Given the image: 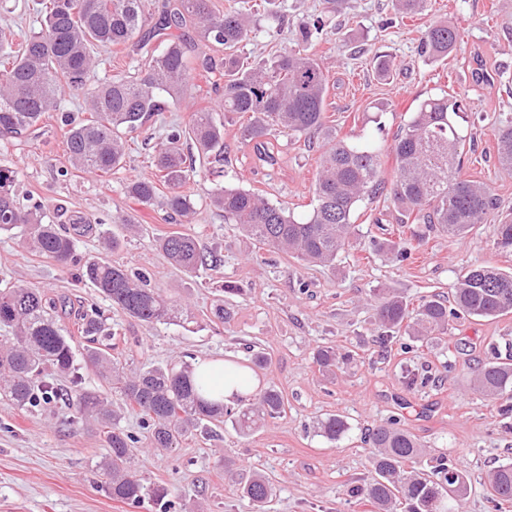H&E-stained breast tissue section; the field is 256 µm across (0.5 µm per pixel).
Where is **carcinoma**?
<instances>
[{
    "label": "carcinoma",
    "mask_w": 512,
    "mask_h": 512,
    "mask_svg": "<svg viewBox=\"0 0 512 512\" xmlns=\"http://www.w3.org/2000/svg\"><path fill=\"white\" fill-rule=\"evenodd\" d=\"M164 20L150 27L142 0H41L42 24L13 49V34L0 28V57L7 67L0 71V134L20 135L36 127L46 113L59 110L65 91L85 96L90 117L69 123L66 154L70 166L85 174H109L123 166L125 134L137 131L154 112H163L170 101L193 98L195 74L202 69L212 77L211 87L222 92L218 110L191 113L187 127H173L155 156L160 181L169 189L166 205L183 222L196 214L191 195L184 186L196 172L199 158L224 155V122L221 112L249 115L240 129L241 138L253 144L258 161L278 164L272 139L275 131L299 137L326 129L327 70L321 59L303 48L253 64L241 62L238 46L247 40L254 25L245 10L219 13L212 0H175ZM426 0H393L402 17L424 8ZM191 23L206 44L224 47L220 67L207 55L193 66L188 47L175 30ZM155 36L164 38V49L149 54ZM458 30L438 22L423 33L422 53L443 58L458 41ZM134 42L137 51L150 55L135 77L114 76L104 82L93 80L97 49ZM466 109L465 98L442 92L420 102L400 128L389 152L395 173L387 181L381 171V151L373 146L351 144L331 131L326 135L319 169L313 184L310 214L297 218L286 207L269 202L257 192L217 183L208 194L209 206L224 212V220L237 224L256 242L305 263L330 266L338 254L352 245L358 229L353 215L360 202L386 195L403 215L404 223L423 222L438 226L448 235L462 239L488 218L495 219L498 250L512 253V209L506 210L499 197L485 185L460 175L462 136L458 118ZM497 156L500 165L512 171V113L500 112L495 119ZM198 154L187 155L188 142ZM14 171L0 165V232L19 231L24 243L36 253L62 266L77 263L80 239L96 236L109 248L118 237L99 229L83 217L72 219L70 228L44 221L37 211L21 212L14 199ZM127 196L142 205L152 204L156 183L135 179L126 185ZM160 247L168 259L187 273L215 268L221 258L206 250L192 234L174 231ZM80 279L97 288L112 307L146 325L178 318L177 306L160 293L145 287L142 277L106 257H93L79 267ZM375 311L383 332L379 340L391 342L390 333L405 329L426 339L443 333L449 322L461 315L496 318L512 313V274L487 266L463 272L454 290L453 304L437 298L418 305L384 288L375 294ZM77 327L85 339V363L117 385L126 403L143 417L149 447L158 451L176 448L201 423L216 428L224 417L232 418L234 429L243 435L254 431L268 418L286 411L280 391L260 387L248 402L232 411L223 403L203 395V387L192 380V364L170 363L128 369L112 358L108 349L114 339L107 319L97 307L75 310L65 295H50L41 288L22 283L0 282V395L20 408L65 399L74 409V419L83 424L96 421L109 448L103 463L112 497L133 504L159 503L168 489L155 486L132 470L138 438L120 426L121 414L97 393L82 387L76 372L75 352L69 326ZM313 359L319 370L335 373L340 362L333 347H321ZM71 376L63 389L55 377ZM475 388L490 400H512V363L484 366L474 381ZM350 430L341 416L330 415L320 422L319 433L336 441ZM370 477L362 491L376 512H457L455 505L470 487L467 472L444 456L430 459L425 470L415 467L426 455L414 435L391 419L375 426ZM493 501H512V461L499 464L487 477ZM235 488L256 512L276 494L273 482L262 472L241 477Z\"/></svg>",
    "instance_id": "carcinoma-1"
}]
</instances>
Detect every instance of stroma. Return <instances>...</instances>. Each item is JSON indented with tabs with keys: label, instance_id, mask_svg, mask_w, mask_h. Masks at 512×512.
I'll list each match as a JSON object with an SVG mask.
<instances>
[{
	"label": "stroma",
	"instance_id": "1",
	"mask_svg": "<svg viewBox=\"0 0 512 512\" xmlns=\"http://www.w3.org/2000/svg\"><path fill=\"white\" fill-rule=\"evenodd\" d=\"M275 6L277 17L260 18L241 43L242 58L267 59L297 47L301 24L323 19L308 51L328 69L327 124L349 142L384 149L422 100L443 90L465 94L462 174L486 183L504 207H512V172L498 163L492 121L497 113H512V0H429L427 10L404 19L395 15L391 0H345L337 12L327 11L325 0H276ZM37 18L36 0H0V27L10 28L15 42L37 28ZM441 20L459 30L455 49L445 58L422 56L424 30ZM380 55L394 62L386 79L376 70ZM478 57L494 83L471 79ZM213 105V95L204 90L152 114L129 135L124 167L102 178L71 170L65 152L66 121L87 116L83 96L64 93L59 111L47 113L34 130L0 138V164L16 172L20 210L41 206L60 225L74 215L106 229L122 216L144 225L143 234L121 238L109 258L144 275L147 287L180 306L183 324L147 326L117 312L96 288L77 281V266L61 267L7 233L0 235V278L95 304L116 332L112 356L132 368L188 357L246 360L259 350L267 359L260 381L281 391L285 414L247 436L227 424L213 436L196 433L170 452H140L137 472L167 487L169 495L166 503L136 506L113 499L99 467L107 448L95 425L75 424L73 409L60 400L22 410L0 396V512H253L225 480L227 461L272 479L277 495L268 512H372L359 492L371 451L364 437L392 416L428 453L445 454L468 471L471 488L460 512H512V502L493 507L484 487L488 473L512 459V408L473 388L482 365L512 357V314L460 317L447 335L429 342L400 333L384 349L373 301L378 288L414 302L434 294L451 298L460 270L468 266L511 273L512 254L497 250L492 224L453 241L437 228L400 225L398 211L379 196L359 204V239L335 267L276 253L225 223L210 207L208 192L218 182L240 186L306 216L323 137L278 134V164L260 167L252 144L240 138L242 117L228 112L223 161L199 168L185 187L198 212L191 232L205 248L219 251L223 262L213 270L182 272L158 244L179 228L165 206L167 186H160L152 206L143 207L127 197L124 184L154 177L153 157L167 131L187 124L193 110ZM388 231L410 236V259L398 260L383 248ZM227 284L237 292L225 297L232 315L221 322L210 310ZM320 346L350 353L354 361L324 375L313 361ZM331 414L350 425L334 442L317 431Z\"/></svg>",
	"mask_w": 512,
	"mask_h": 512
}]
</instances>
